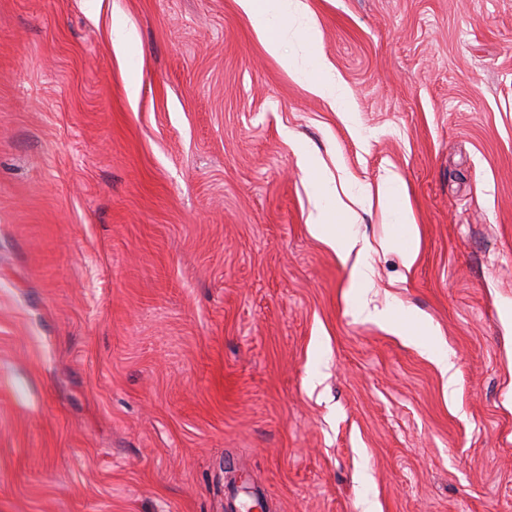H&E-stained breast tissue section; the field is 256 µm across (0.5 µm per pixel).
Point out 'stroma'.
Returning a JSON list of instances; mask_svg holds the SVG:
<instances>
[{"instance_id": "35a3bbf8", "label": "stroma", "mask_w": 512, "mask_h": 512, "mask_svg": "<svg viewBox=\"0 0 512 512\" xmlns=\"http://www.w3.org/2000/svg\"><path fill=\"white\" fill-rule=\"evenodd\" d=\"M300 2L0 0V512H512V0ZM240 10L253 22L259 39L267 51L279 55L280 42L276 32L279 30L281 17L288 10V0H236ZM309 85L313 93L331 98L336 103V78L332 67L326 61L316 64L309 78ZM314 194L317 199L316 214L311 215L309 231L312 236L333 248L343 266L348 268V288L357 316L363 320L386 324L408 335L409 339L422 336L423 323L418 318L408 316L404 322H399L386 311L369 308L366 296L372 288V271L363 261L368 245L365 239H360L349 231L345 219V205L339 200L337 191L336 204H329L328 199H335V193L326 184L315 183ZM386 195L397 216V223L401 224L400 240L402 242V256L404 264L411 269L418 259V228L407 211L401 186L392 184L386 189ZM422 348L430 360L437 367L445 391H451L453 393V386L455 385V364L450 360L447 351L439 349L434 343L422 344Z\"/></svg>"}]
</instances>
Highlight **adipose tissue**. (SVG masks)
Here are the masks:
<instances>
[{
    "label": "adipose tissue",
    "instance_id": "ef3b65f1",
    "mask_svg": "<svg viewBox=\"0 0 512 512\" xmlns=\"http://www.w3.org/2000/svg\"><path fill=\"white\" fill-rule=\"evenodd\" d=\"M240 10L254 23L259 39L271 55H278L280 42L277 37L281 17L288 10V0H236ZM317 199L316 212L312 215L309 231L318 240L333 248L343 264L349 270V293L355 305L358 317L388 325L399 332L416 338L423 330L422 322L415 317H406L397 321L385 311L369 307L366 296L372 286V271L364 262L363 256L368 249L365 240L358 238L348 229L345 219V206L333 202L334 191L323 183L315 184ZM386 195L401 226L400 240L402 256L406 267H414L418 259V228L411 218L405 204L399 184H392Z\"/></svg>",
    "mask_w": 512,
    "mask_h": 512
}]
</instances>
